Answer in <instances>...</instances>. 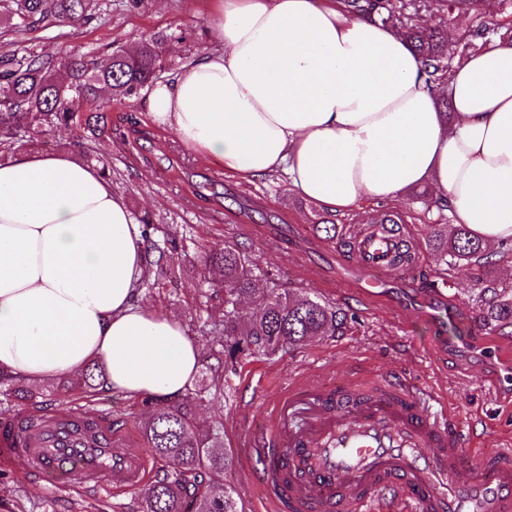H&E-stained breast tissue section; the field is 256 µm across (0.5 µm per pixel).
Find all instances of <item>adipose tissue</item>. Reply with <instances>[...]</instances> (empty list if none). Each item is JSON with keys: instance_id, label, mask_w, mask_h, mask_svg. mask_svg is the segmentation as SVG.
I'll return each instance as SVG.
<instances>
[{"instance_id": "1", "label": "adipose tissue", "mask_w": 512, "mask_h": 512, "mask_svg": "<svg viewBox=\"0 0 512 512\" xmlns=\"http://www.w3.org/2000/svg\"><path fill=\"white\" fill-rule=\"evenodd\" d=\"M211 2V49L148 94L187 152L248 182L285 172L332 213L427 186L486 246L512 242V42L442 90L392 26L314 0ZM145 269L144 227L98 164L0 162V370L35 385L95 362L111 395H181L200 347L137 302Z\"/></svg>"}]
</instances>
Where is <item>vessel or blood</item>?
I'll return each instance as SVG.
<instances>
[{
	"label": "vessel or blood",
	"instance_id": "1",
	"mask_svg": "<svg viewBox=\"0 0 512 512\" xmlns=\"http://www.w3.org/2000/svg\"><path fill=\"white\" fill-rule=\"evenodd\" d=\"M402 232L367 225L351 242L361 276L341 293L373 299L386 273L411 276ZM271 425L240 435L237 453L265 512H512V446L471 450L454 414L426 388L373 374L334 388L287 387L269 402ZM34 425L0 426V466L60 489L100 494L122 480L142 487L146 461L122 448L110 410L46 407Z\"/></svg>",
	"mask_w": 512,
	"mask_h": 512
}]
</instances>
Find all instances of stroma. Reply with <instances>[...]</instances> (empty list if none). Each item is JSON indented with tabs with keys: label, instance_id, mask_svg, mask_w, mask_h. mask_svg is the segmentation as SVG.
<instances>
[{
	"label": "stroma",
	"instance_id": "stroma-1",
	"mask_svg": "<svg viewBox=\"0 0 512 512\" xmlns=\"http://www.w3.org/2000/svg\"><path fill=\"white\" fill-rule=\"evenodd\" d=\"M104 3L100 18L89 23L78 17L61 25L47 20L20 36L0 35V49L44 57L62 52L98 57L105 46L128 49L163 32L170 36L167 57L174 73L211 47L202 0H140L135 8L128 0ZM112 121L124 131V139H105L99 146L130 210L153 216L157 228L151 237L156 243L175 232L186 245L178 279L160 291L140 289L142 304L175 315L187 337L196 339V327L213 304L198 258L225 235L237 233L263 255L285 288L347 313L345 325L334 335L317 336L301 348L238 365L229 376L223 405L199 411L201 428L222 423L224 442L233 445L236 435L264 425V403L282 387L297 381L334 387L354 369L405 376L436 390L455 408L477 449L512 442V363L480 344L490 331L480 324L476 281L462 269L437 280L435 262L424 242L427 225L451 223L450 214L426 209L411 194L393 204L403 213L413 241L415 279L438 281L445 301L429 302L419 289L407 286L403 275L389 274L383 278L386 303L370 310L357 296H336L340 266L331 258L336 246L314 233L312 223L320 208L290 191L285 174L250 183L224 174L217 161L203 162L183 153L173 131L150 122L142 95L113 104ZM449 321L458 326V334H447ZM423 336L443 337L439 362L417 352ZM96 402L123 421L127 446L145 452L136 426L147 417V406L137 399L104 395ZM18 507L23 512L140 510L133 489L116 485L111 494L95 499L76 491L61 497L23 471L0 470V512Z\"/></svg>",
	"mask_w": 512,
	"mask_h": 512
}]
</instances>
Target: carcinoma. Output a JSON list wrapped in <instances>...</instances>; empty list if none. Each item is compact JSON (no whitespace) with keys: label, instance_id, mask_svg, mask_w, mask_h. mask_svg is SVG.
<instances>
[{"label":"carcinoma","instance_id":"carcinoma-1","mask_svg":"<svg viewBox=\"0 0 512 512\" xmlns=\"http://www.w3.org/2000/svg\"><path fill=\"white\" fill-rule=\"evenodd\" d=\"M340 4L353 17L397 28L425 62L428 81L442 83L470 50L486 45L487 35L497 32L486 25L462 35V48L454 56L448 53V18L487 13L505 4L512 7V0H340ZM100 11L101 0H0V25L19 34L49 17L60 24L75 17L89 22ZM166 40L153 34L133 50L114 48L104 65H91L68 53L51 58L1 53L0 152L38 143L65 128L72 135L71 150L100 163L105 175L112 176L110 163L96 155L95 141L112 134V101L134 97L159 78L167 66ZM139 223L148 243L147 274L139 287L163 288L177 278L175 258L182 254V241L171 234L159 247L151 239L152 216H140ZM313 228L326 240L340 234L329 214L318 216ZM427 241L441 275H448L450 269L485 266L486 246L464 225L431 224ZM202 262L214 272L208 288L213 295L224 294V310L209 315L198 332L205 339L220 340L221 349H205L206 371L181 398L145 400L151 412L141 425V435L162 469L138 492L141 512H242L238 491L224 483L230 456L221 428L201 431L198 409L224 399V373L242 360L301 347L315 336L335 331L344 321L328 303L282 287L276 274L234 237L205 252ZM491 292L494 297L482 309L481 318L491 330L503 332L512 327V291L493 288ZM246 299L257 302L256 311L248 316L240 313ZM102 384L103 372L94 363L83 370L82 378L61 388L67 395L89 399ZM0 385L7 386L8 400L31 402L37 397L26 383L4 372Z\"/></svg>","mask_w":512,"mask_h":512}]
</instances>
